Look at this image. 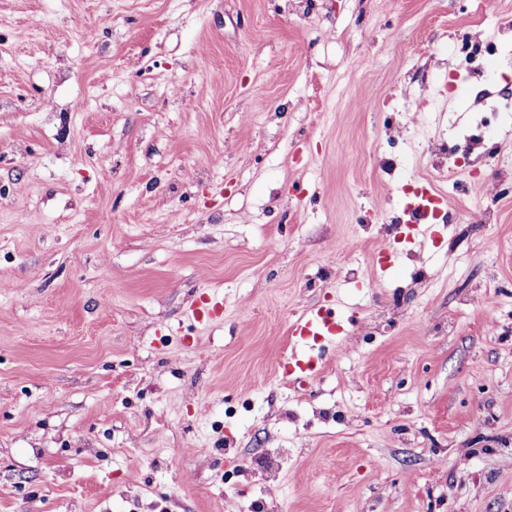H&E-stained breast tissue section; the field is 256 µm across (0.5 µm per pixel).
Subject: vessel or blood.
Here are the masks:
<instances>
[{"label":"vessel or blood","instance_id":"vessel-or-blood-1","mask_svg":"<svg viewBox=\"0 0 512 512\" xmlns=\"http://www.w3.org/2000/svg\"><path fill=\"white\" fill-rule=\"evenodd\" d=\"M442 196L422 191L421 201L407 204L403 209L406 223L412 224L415 230H422V214L426 207L443 206ZM342 330L337 324L333 313L323 308H313L292 322L290 334L295 339V347L283 366L284 375L309 382L317 377L322 368V350L332 342Z\"/></svg>","mask_w":512,"mask_h":512}]
</instances>
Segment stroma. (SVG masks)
<instances>
[{
    "instance_id": "35a3bbf8",
    "label": "stroma",
    "mask_w": 512,
    "mask_h": 512,
    "mask_svg": "<svg viewBox=\"0 0 512 512\" xmlns=\"http://www.w3.org/2000/svg\"><path fill=\"white\" fill-rule=\"evenodd\" d=\"M509 22L0 0V512H512V118L493 201L435 168L475 119L457 36L512 81ZM410 184L458 222L391 232ZM318 304L345 328L304 387ZM333 313L323 307L311 308L292 322L290 335L295 348L283 366V374L301 382H310L322 368V349L341 333Z\"/></svg>"
}]
</instances>
